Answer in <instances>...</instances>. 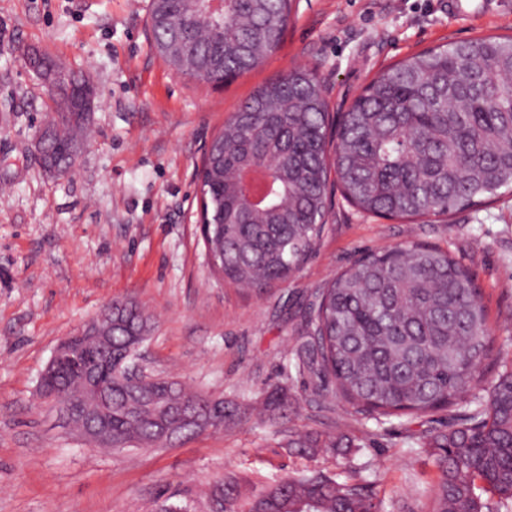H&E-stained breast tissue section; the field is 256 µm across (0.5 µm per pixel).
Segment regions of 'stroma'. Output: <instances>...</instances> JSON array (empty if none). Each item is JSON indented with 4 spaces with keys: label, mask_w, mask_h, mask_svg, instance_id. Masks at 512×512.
<instances>
[{
    "label": "stroma",
    "mask_w": 512,
    "mask_h": 512,
    "mask_svg": "<svg viewBox=\"0 0 512 512\" xmlns=\"http://www.w3.org/2000/svg\"><path fill=\"white\" fill-rule=\"evenodd\" d=\"M150 0H0V512H154L163 501L207 512L232 476L248 495L317 467L288 439L316 431L362 440L351 475L386 512H428L436 470L420 442L447 412L379 425L298 368L319 291L363 253L430 244L467 265L482 291L491 361L512 360V191L451 223L365 215L335 197L326 231L287 281L264 291L213 273L201 230L198 170L212 137L271 77L317 68L342 112L386 65L421 50L512 34V0H297L282 45L215 86L175 74L151 46ZM39 49L97 92L94 136L70 172L44 171L36 131L54 113L49 87L20 48ZM151 317L146 373L246 406L243 420L171 448L97 452L38 395L58 343L109 302ZM287 415L257 418L267 391Z\"/></svg>",
    "instance_id": "stroma-1"
}]
</instances>
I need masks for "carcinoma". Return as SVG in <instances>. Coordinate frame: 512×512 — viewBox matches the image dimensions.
<instances>
[{
  "mask_svg": "<svg viewBox=\"0 0 512 512\" xmlns=\"http://www.w3.org/2000/svg\"><path fill=\"white\" fill-rule=\"evenodd\" d=\"M293 0H151L158 56L173 71L220 84L256 68L283 42ZM63 98L94 93L73 75ZM89 117L74 108L50 122L44 169L58 174L84 145ZM363 212L388 218L450 217L512 190V37L489 36L421 51L387 67L348 110L332 113L315 69L269 79L210 143L199 174L205 250L236 285L263 289L288 280L310 256L332 205L330 175ZM112 438L153 446L159 428L188 435L183 406L209 411L197 391L166 378L122 377L151 319L115 300ZM299 366L376 423L400 415H451L423 442L438 473L430 512H512V361L482 388L491 350L488 313L469 268L420 244L370 250L322 289ZM58 382L94 400L65 370ZM288 404L281 387L265 409ZM303 453L353 448L354 440L308 432L289 438ZM224 512H384L364 483L313 469L241 500L237 483L217 487Z\"/></svg>",
  "mask_w": 512,
  "mask_h": 512,
  "instance_id": "cac0c4a2",
  "label": "carcinoma"
}]
</instances>
